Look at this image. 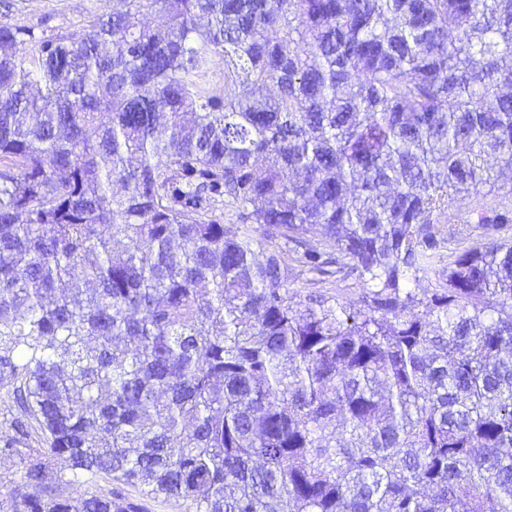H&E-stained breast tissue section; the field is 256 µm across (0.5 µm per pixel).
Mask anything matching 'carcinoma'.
<instances>
[{"mask_svg":"<svg viewBox=\"0 0 512 512\" xmlns=\"http://www.w3.org/2000/svg\"><path fill=\"white\" fill-rule=\"evenodd\" d=\"M108 2L0 23V512H512V0ZM3 1L11 4L9 10ZM105 6V0H0V22L32 26L39 34H64L80 29Z\"/></svg>","mask_w":512,"mask_h":512,"instance_id":"carcinoma-1","label":"carcinoma"}]
</instances>
